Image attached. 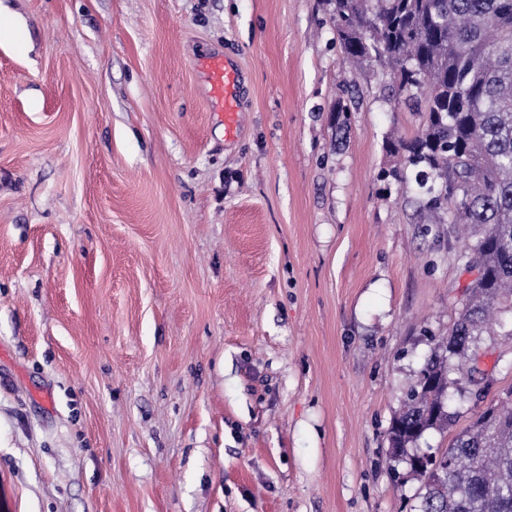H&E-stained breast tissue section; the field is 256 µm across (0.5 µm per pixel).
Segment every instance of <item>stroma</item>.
Instances as JSON below:
<instances>
[{"label": "stroma", "mask_w": 512, "mask_h": 512, "mask_svg": "<svg viewBox=\"0 0 512 512\" xmlns=\"http://www.w3.org/2000/svg\"><path fill=\"white\" fill-rule=\"evenodd\" d=\"M0 13V512H411L386 433L477 276L385 176L422 114L322 0ZM203 67L211 86V94L218 112L224 118V129L231 135L237 125L239 112L236 73L220 55H210L203 60Z\"/></svg>", "instance_id": "1"}]
</instances>
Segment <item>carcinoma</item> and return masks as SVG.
I'll return each instance as SVG.
<instances>
[{"label":"carcinoma","mask_w":512,"mask_h":512,"mask_svg":"<svg viewBox=\"0 0 512 512\" xmlns=\"http://www.w3.org/2000/svg\"><path fill=\"white\" fill-rule=\"evenodd\" d=\"M323 2L345 57L390 71L401 101L426 112L414 136L387 143L399 158L388 175L414 184L428 223L468 232L461 257L478 271L448 326V348L418 372L388 445L411 461H447L439 484L407 464L419 483L414 512H512V388L448 447H416L426 431L455 425L453 395L489 391L480 343L512 313V0Z\"/></svg>","instance_id":"obj_1"}]
</instances>
